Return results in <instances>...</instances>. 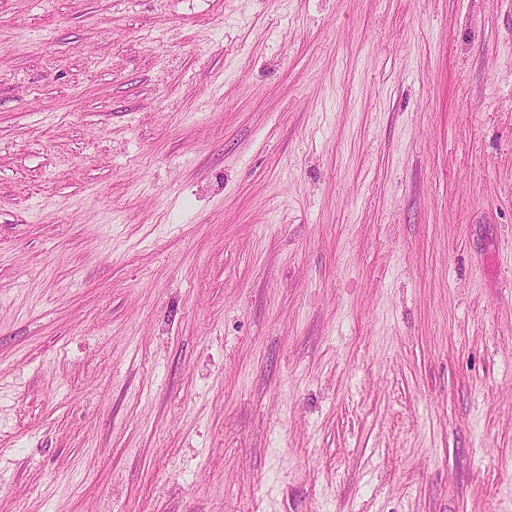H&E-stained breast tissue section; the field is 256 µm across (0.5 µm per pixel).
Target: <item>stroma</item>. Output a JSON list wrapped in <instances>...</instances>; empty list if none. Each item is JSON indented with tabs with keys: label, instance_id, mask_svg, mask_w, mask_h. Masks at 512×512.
Here are the masks:
<instances>
[{
	"label": "stroma",
	"instance_id": "obj_1",
	"mask_svg": "<svg viewBox=\"0 0 512 512\" xmlns=\"http://www.w3.org/2000/svg\"><path fill=\"white\" fill-rule=\"evenodd\" d=\"M0 512H512V0H0Z\"/></svg>",
	"mask_w": 512,
	"mask_h": 512
}]
</instances>
